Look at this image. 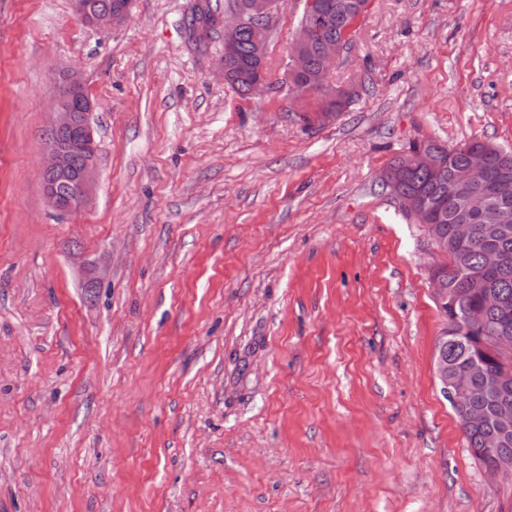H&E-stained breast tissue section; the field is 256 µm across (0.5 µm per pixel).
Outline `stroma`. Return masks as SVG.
<instances>
[{"mask_svg": "<svg viewBox=\"0 0 512 512\" xmlns=\"http://www.w3.org/2000/svg\"><path fill=\"white\" fill-rule=\"evenodd\" d=\"M304 0L263 94L224 82L235 0H0V512H512L435 377L423 225L378 176L417 141L512 150V0H373L304 121ZM94 103L98 177L41 184L56 73ZM87 0H72V12L74 17L83 25L104 28L121 23L128 17L130 1L118 8L125 1L123 0H92L93 5L100 10L91 9Z\"/></svg>", "mask_w": 512, "mask_h": 512, "instance_id": "obj_1", "label": "stroma"}]
</instances>
